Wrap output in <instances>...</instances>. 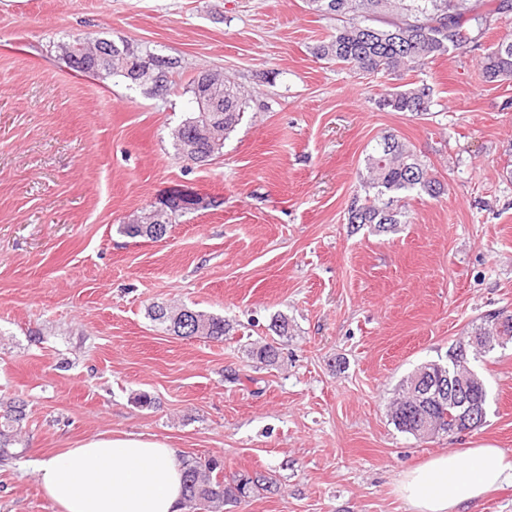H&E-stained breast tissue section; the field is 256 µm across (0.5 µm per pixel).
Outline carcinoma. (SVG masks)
Instances as JSON below:
<instances>
[{
	"label": "carcinoma",
	"mask_w": 512,
	"mask_h": 512,
	"mask_svg": "<svg viewBox=\"0 0 512 512\" xmlns=\"http://www.w3.org/2000/svg\"><path fill=\"white\" fill-rule=\"evenodd\" d=\"M316 15L333 19L336 28L314 48L319 60L349 66L368 74H382L392 80L424 68L449 55L465 43H476L490 25L491 18L512 11V0H305ZM488 82L512 80V38L500 39L481 61ZM434 88L424 82L391 87L379 100V106L392 112L421 116L434 105ZM224 111L194 113L173 133V148L180 156L192 149L194 162L207 161L224 145V139L241 122L248 95L231 81L224 82ZM358 188L351 198L348 223L373 224L387 231L407 223V197L425 193L432 198L444 194V185L413 146L394 134H386L365 149ZM169 214L149 212L135 224H121L118 231L130 236L159 239L158 229H168ZM187 307L156 304L148 309L154 325L184 338L201 337L221 342L227 331L224 318L191 310L189 323H183ZM508 324L512 336V315H492L475 328V336L498 335V322ZM460 340L448 352L443 368L459 369L467 362ZM251 355L267 366L278 363L279 347L265 343L253 348ZM416 373L399 384L397 398L390 406V418L401 432L416 435L418 410L408 396ZM430 418L439 431L454 430L460 411L443 402L434 407ZM26 404L21 401L0 403V457L10 454L26 425ZM183 463V505L188 512H224L254 492L258 478H228L220 458H191Z\"/></svg>",
	"instance_id": "cac0c4a2"
}]
</instances>
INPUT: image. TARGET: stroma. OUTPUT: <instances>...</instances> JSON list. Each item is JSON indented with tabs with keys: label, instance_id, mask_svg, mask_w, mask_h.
<instances>
[{
	"label": "stroma",
	"instance_id": "obj_1",
	"mask_svg": "<svg viewBox=\"0 0 512 512\" xmlns=\"http://www.w3.org/2000/svg\"><path fill=\"white\" fill-rule=\"evenodd\" d=\"M335 25L305 0H0V400L28 417L0 458V512H57L34 459L104 433L264 477L230 512H410L409 466L479 441L512 452V342L471 362L481 427L417 439L388 413L420 364L512 315V81L481 69L512 14L409 73L435 90L420 118L378 108L386 78L315 58ZM80 34L179 66L159 92L80 73L60 50ZM204 72L251 98L194 164L171 133ZM385 133L446 192L411 194L407 223L382 232L346 217ZM177 191L201 203L163 239L118 233ZM170 302L224 317L223 341L155 328L148 308ZM272 341L275 366L250 358Z\"/></svg>",
	"mask_w": 512,
	"mask_h": 512
}]
</instances>
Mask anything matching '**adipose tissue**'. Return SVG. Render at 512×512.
Masks as SVG:
<instances>
[{"instance_id":"obj_1","label":"adipose tissue","mask_w":512,"mask_h":512,"mask_svg":"<svg viewBox=\"0 0 512 512\" xmlns=\"http://www.w3.org/2000/svg\"><path fill=\"white\" fill-rule=\"evenodd\" d=\"M57 512H182L181 462L166 443L99 435L36 462ZM512 484V452L490 445L451 448L408 468L398 491L411 512H457Z\"/></svg>"}]
</instances>
